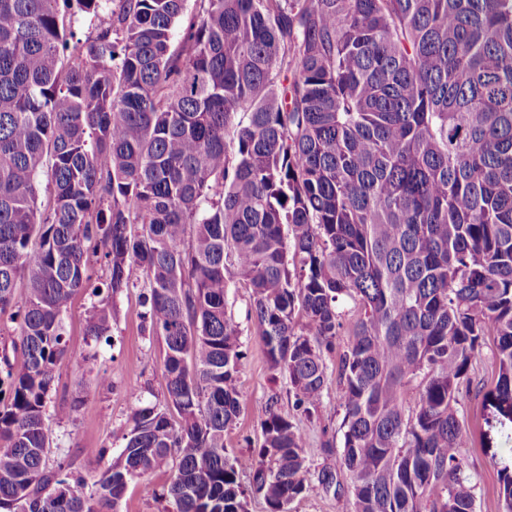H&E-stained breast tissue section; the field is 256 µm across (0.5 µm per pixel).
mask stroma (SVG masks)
Instances as JSON below:
<instances>
[{
  "label": "stroma",
  "instance_id": "1",
  "mask_svg": "<svg viewBox=\"0 0 512 512\" xmlns=\"http://www.w3.org/2000/svg\"><path fill=\"white\" fill-rule=\"evenodd\" d=\"M138 289L117 295L113 301L115 319L110 342L95 340L86 333L91 299L87 293L74 295L66 304L63 323L72 349L57 368L47 405L52 438V457H64L81 469L89 480L98 479L123 444L122 435L130 413L141 406L162 403L165 377L160 348L141 331ZM229 310L241 324L240 340L247 357L239 373L241 413L224 436L230 455L245 459L262 443L260 417L269 398H276L278 411L292 420L306 435L311 447H319L325 436L338 435L342 420L337 387L335 355H327V383L322 404L313 417H306L294 405L286 378H274L248 319L251 291L237 281L226 290ZM108 374L113 388H96L97 375ZM460 416L467 433V456L475 475L477 512H500L503 457L512 455L503 441L512 433V423L502 420L483 398L465 394L459 398ZM108 447L109 457L97 459L88 451Z\"/></svg>",
  "mask_w": 512,
  "mask_h": 512
}]
</instances>
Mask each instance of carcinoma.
I'll return each instance as SVG.
<instances>
[{"label":"carcinoma","mask_w":512,"mask_h":512,"mask_svg":"<svg viewBox=\"0 0 512 512\" xmlns=\"http://www.w3.org/2000/svg\"><path fill=\"white\" fill-rule=\"evenodd\" d=\"M186 2L0 0V512H118L157 470L149 495L176 512H247L250 493L288 512L314 490L349 512H476L458 394L488 337L478 391L512 414V0ZM232 278L308 417L352 313L341 446L309 447L271 401L248 490L224 448ZM136 287L164 401L133 411L90 485L50 460L63 310L89 292L87 335L107 340ZM319 455L336 462L313 472ZM494 350L495 346L492 340H487L481 347L476 359L473 361L471 369L474 386L479 383V386H484L485 392L493 388L496 379Z\"/></svg>","instance_id":"carcinoma-1"}]
</instances>
